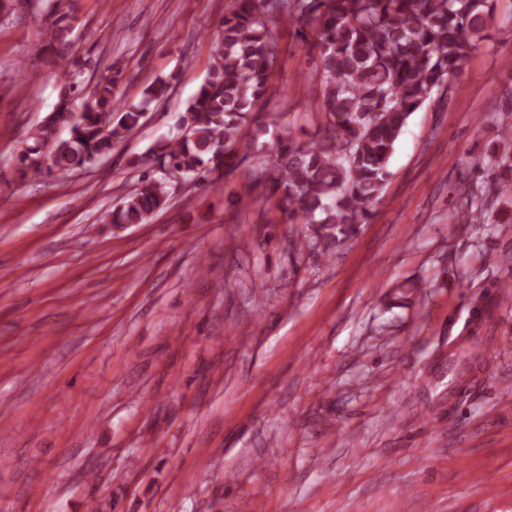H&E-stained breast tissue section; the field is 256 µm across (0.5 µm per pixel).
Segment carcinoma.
I'll use <instances>...</instances> for the list:
<instances>
[{
  "mask_svg": "<svg viewBox=\"0 0 512 512\" xmlns=\"http://www.w3.org/2000/svg\"><path fill=\"white\" fill-rule=\"evenodd\" d=\"M48 49L60 94L18 155L19 171L51 163L73 170L105 155L141 123L153 102L169 97L156 79L142 105L124 107L112 68L84 93L67 49L70 24L61 0H46ZM496 0H237L213 30L208 73L178 120V132L141 161L137 186L108 214L115 227L141 224L164 209L178 179L203 189L209 175H230L249 163L258 198L276 199L290 219L313 226L317 244L330 247L354 235L369 218L390 175L388 165L410 115L454 81ZM307 38L319 57L323 120L307 140L285 131L267 137L259 109L274 92L276 31ZM66 127L69 136L60 137Z\"/></svg>",
  "mask_w": 512,
  "mask_h": 512,
  "instance_id": "obj_1",
  "label": "carcinoma"
}]
</instances>
